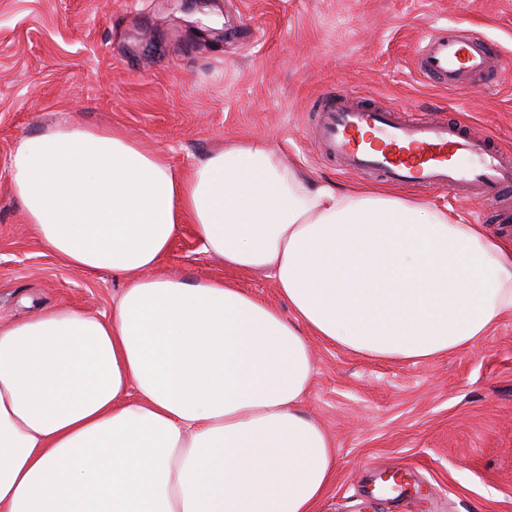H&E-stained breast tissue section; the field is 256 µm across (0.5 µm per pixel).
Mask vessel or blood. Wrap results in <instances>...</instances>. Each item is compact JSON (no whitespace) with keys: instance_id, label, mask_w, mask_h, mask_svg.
I'll list each match as a JSON object with an SVG mask.
<instances>
[{"instance_id":"obj_1","label":"vessel or blood","mask_w":512,"mask_h":512,"mask_svg":"<svg viewBox=\"0 0 512 512\" xmlns=\"http://www.w3.org/2000/svg\"><path fill=\"white\" fill-rule=\"evenodd\" d=\"M417 55L423 75L448 87L490 73L497 57L492 46L457 25L433 28ZM313 133L325 158L392 183L457 194L476 190L491 205L498 203L501 189L512 185V161L488 140L466 135L457 123L366 107L333 95L322 99ZM463 157L470 159V166L460 165Z\"/></svg>"}]
</instances>
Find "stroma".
I'll return each mask as SVG.
<instances>
[{"instance_id": "obj_1", "label": "stroma", "mask_w": 512, "mask_h": 512, "mask_svg": "<svg viewBox=\"0 0 512 512\" xmlns=\"http://www.w3.org/2000/svg\"><path fill=\"white\" fill-rule=\"evenodd\" d=\"M493 42L497 72L448 90L417 66L432 26ZM461 122L512 155V0H0V320L63 305L110 313L126 286L108 270H71L27 224L8 174L17 141L75 121L120 127L188 169L225 141L260 139L318 182L377 186L321 158L313 140L323 96ZM512 240V223L479 194L409 187ZM162 272L221 279L191 225ZM314 379L302 404L336 450L318 512H512V318L434 361L366 358L310 337ZM410 472L399 500L368 496L370 470Z\"/></svg>"}]
</instances>
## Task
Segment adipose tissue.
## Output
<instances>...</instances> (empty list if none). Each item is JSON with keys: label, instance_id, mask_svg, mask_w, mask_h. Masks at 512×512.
Here are the masks:
<instances>
[{"label": "adipose tissue", "instance_id": "ef3b65f1", "mask_svg": "<svg viewBox=\"0 0 512 512\" xmlns=\"http://www.w3.org/2000/svg\"><path fill=\"white\" fill-rule=\"evenodd\" d=\"M8 173L50 253L127 286L107 319L0 322V512H315L336 456L301 409L309 336L433 360L512 317L511 241L391 187L313 184L258 139L181 172L68 122L21 138ZM183 221L289 315L158 272Z\"/></svg>", "mask_w": 512, "mask_h": 512}]
</instances>
